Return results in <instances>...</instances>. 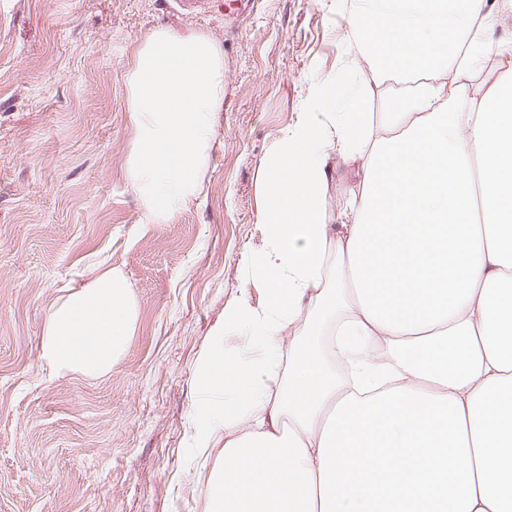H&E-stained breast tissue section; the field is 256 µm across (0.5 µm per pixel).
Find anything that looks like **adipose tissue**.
Here are the masks:
<instances>
[{"label": "adipose tissue", "instance_id": "ef3b65f1", "mask_svg": "<svg viewBox=\"0 0 512 512\" xmlns=\"http://www.w3.org/2000/svg\"><path fill=\"white\" fill-rule=\"evenodd\" d=\"M512 0H351V51L262 170L260 280L202 368L205 512H512ZM403 82L381 120L361 70ZM358 190L326 209L334 162ZM128 278L62 295L41 357L100 377L134 333ZM243 329L253 351L230 354Z\"/></svg>", "mask_w": 512, "mask_h": 512}]
</instances>
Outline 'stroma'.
<instances>
[{"label":"stroma","instance_id":"stroma-1","mask_svg":"<svg viewBox=\"0 0 512 512\" xmlns=\"http://www.w3.org/2000/svg\"><path fill=\"white\" fill-rule=\"evenodd\" d=\"M349 16L316 0H0V512H204L222 446L196 447L199 366L260 251L264 164L311 80L350 50ZM203 33L224 53V110L201 195L144 225L128 186L126 75L145 37ZM114 267L138 304L106 375L49 377L58 298Z\"/></svg>","mask_w":512,"mask_h":512}]
</instances>
